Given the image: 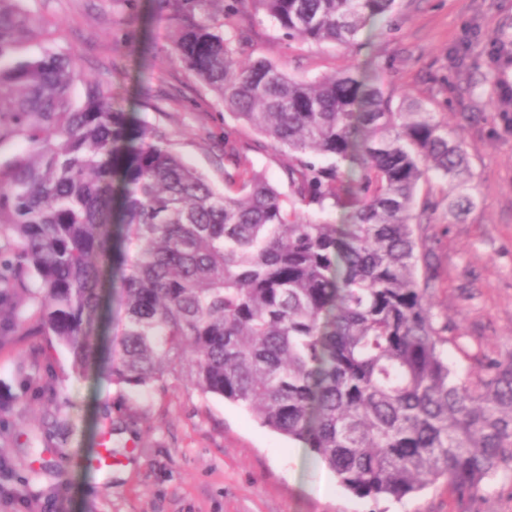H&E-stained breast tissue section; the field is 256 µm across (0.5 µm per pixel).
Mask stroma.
Masks as SVG:
<instances>
[{"label": "stroma", "instance_id": "stroma-1", "mask_svg": "<svg viewBox=\"0 0 512 512\" xmlns=\"http://www.w3.org/2000/svg\"><path fill=\"white\" fill-rule=\"evenodd\" d=\"M62 23L61 48L89 75L111 80L136 119L164 128L181 158L224 185V141L280 192L292 158L218 110L170 53L163 0H28ZM243 58L313 78L380 66L383 90L423 101L461 141L476 205L440 206L427 230L439 287L436 313L457 327L448 360L476 376L481 357L512 354V99L479 98L485 82L512 89V0H401L387 31L352 52L281 36L261 11L240 18ZM0 485L36 512H512V480L497 477L469 507L445 483L379 503L344 489L310 449L262 427L243 407L184 382L144 396L81 374L67 351L36 333H0Z\"/></svg>", "mask_w": 512, "mask_h": 512}]
</instances>
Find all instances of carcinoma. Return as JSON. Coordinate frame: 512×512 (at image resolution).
<instances>
[{"label": "carcinoma", "instance_id": "cac0c4a2", "mask_svg": "<svg viewBox=\"0 0 512 512\" xmlns=\"http://www.w3.org/2000/svg\"><path fill=\"white\" fill-rule=\"evenodd\" d=\"M163 2L173 62L288 151L290 194L229 139L217 189L53 31L35 33L25 0H0V149L29 146L0 160V237L17 242L0 249V321L35 324L76 371L117 387L176 376L241 406L358 498L401 501L439 481L474 498L512 471V356L459 376L444 349L457 327L432 310L425 231L442 202L452 215L475 205L461 143L422 103L393 105L377 75L300 78L238 53L250 7L292 40L352 50L396 0ZM106 276L123 309L107 348Z\"/></svg>", "mask_w": 512, "mask_h": 512}]
</instances>
